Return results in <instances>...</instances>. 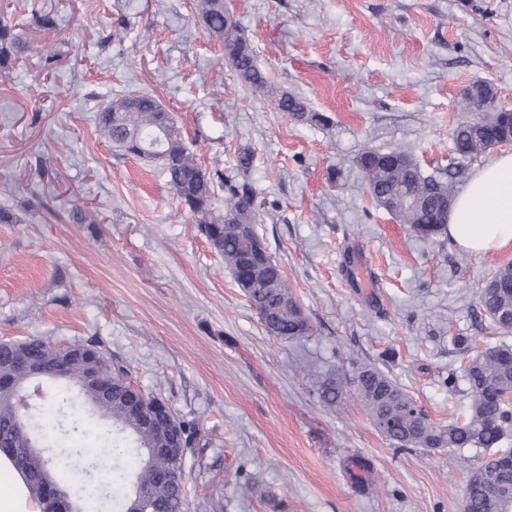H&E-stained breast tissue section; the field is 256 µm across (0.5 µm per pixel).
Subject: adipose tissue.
I'll list each match as a JSON object with an SVG mask.
<instances>
[{
    "label": "adipose tissue",
    "instance_id": "ef3b65f1",
    "mask_svg": "<svg viewBox=\"0 0 512 512\" xmlns=\"http://www.w3.org/2000/svg\"><path fill=\"white\" fill-rule=\"evenodd\" d=\"M447 232L473 255L512 245V153L495 157L470 176L448 213ZM0 512H40L24 477L1 455Z\"/></svg>",
    "mask_w": 512,
    "mask_h": 512
}]
</instances>
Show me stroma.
Returning <instances> with one entry per match:
<instances>
[{
    "mask_svg": "<svg viewBox=\"0 0 512 512\" xmlns=\"http://www.w3.org/2000/svg\"><path fill=\"white\" fill-rule=\"evenodd\" d=\"M226 5L268 91L222 65L193 0H0L24 45L0 72V204L20 218L0 224V341L95 342L195 423L187 512H462L489 451L398 450L356 401L329 408L318 389L371 363L444 425L467 410V360L512 344L473 309L512 246L475 256L448 235L418 236L375 205L356 163L368 146L405 149L426 174L447 168L473 82L512 109V0ZM36 11L53 31L33 23ZM275 92L304 98L327 124L277 111ZM143 93L212 176L250 149L256 232L307 335L270 336L160 166L98 135L101 109ZM77 205L99 223H70ZM60 424L46 456L90 455L96 418ZM355 458L370 464L357 477Z\"/></svg>",
    "mask_w": 512,
    "mask_h": 512,
    "instance_id": "stroma-1",
    "label": "stroma"
}]
</instances>
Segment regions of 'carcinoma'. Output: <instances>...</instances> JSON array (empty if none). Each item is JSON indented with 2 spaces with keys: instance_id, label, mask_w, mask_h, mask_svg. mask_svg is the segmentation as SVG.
<instances>
[{
  "instance_id": "carcinoma-1",
  "label": "carcinoma",
  "mask_w": 512,
  "mask_h": 512,
  "mask_svg": "<svg viewBox=\"0 0 512 512\" xmlns=\"http://www.w3.org/2000/svg\"><path fill=\"white\" fill-rule=\"evenodd\" d=\"M194 13L208 34L224 45L222 63L254 89L267 87L265 73L257 66L249 40L242 34L224 0H194ZM20 33L8 20L0 18V71L13 69L21 52ZM490 111L470 112L463 104V117L452 131L453 150L457 159H468L503 142L512 141V112L496 104V95L489 96ZM275 108L292 117L324 124L328 118L308 111L307 104L287 93L274 99ZM169 112L150 94L116 99L96 117L99 133L124 154L140 159L159 160L169 155L179 162L162 166L179 205L199 224L213 249L224 257V264L250 302L273 314L264 323L267 333L280 339H294L309 330L287 280L275 259L245 269L243 260L253 252L256 239L254 224L255 189L249 181L252 154L238 152L236 175L224 180V209L215 206L216 189L212 178L202 170L184 145L175 123L164 124ZM356 162L364 174L375 203L422 237L430 238L447 232L448 213L438 205L454 201L453 172L425 175L406 152H382L364 148ZM73 224H95V211L77 206L71 210ZM480 314L487 317L500 332H512V323L502 320L498 311L512 309V263L498 267L480 289L477 298ZM21 349L28 358L55 376V362L44 349V341L31 338L21 343H0V360L8 363L11 352ZM112 373V401L95 400L90 390L82 391L84 399L94 404L95 413L112 429L97 437L95 462L100 469L112 470V482L134 478V490L141 491L161 512H184L185 493L171 481L177 466L174 457L157 452L169 447V438L162 428L144 429L128 414L127 384L136 380L131 368L119 357L107 358ZM468 384V415L464 421L446 425L432 423L413 398L376 366L361 365L350 375H330L321 385L320 398L327 406L348 394L361 404L371 421L382 416L389 427L382 433L400 450L411 448H496L512 431V345L505 342L487 348L465 365ZM68 388L54 390L35 403L22 402L21 395H0V444L26 478L29 492L42 501L40 487L43 476H59L56 465L44 454L26 450V442L8 428V423L26 405L43 413L40 433L33 436L41 448L52 438L61 406L74 407L67 397ZM512 450H499L493 457L473 470L465 490V512H503L509 499L498 502L500 493L512 485V476L502 469L503 458Z\"/></svg>"
}]
</instances>
